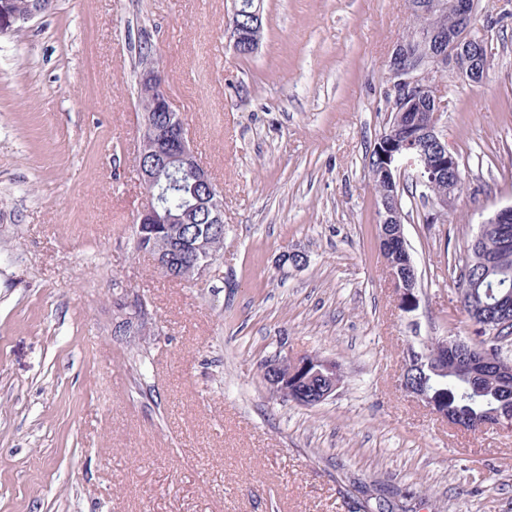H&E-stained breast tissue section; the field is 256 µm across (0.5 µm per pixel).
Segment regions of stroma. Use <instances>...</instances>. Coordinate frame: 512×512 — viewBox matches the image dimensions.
I'll use <instances>...</instances> for the list:
<instances>
[{"mask_svg": "<svg viewBox=\"0 0 512 512\" xmlns=\"http://www.w3.org/2000/svg\"><path fill=\"white\" fill-rule=\"evenodd\" d=\"M230 14L55 0L0 36V512H348L353 480L406 488L417 512H512V427H454L401 385L411 350L465 325L449 255L512 204V6L478 2L484 82L441 79L463 190L434 223L402 192L409 302L369 173L406 0H264L247 59ZM144 34L224 195L222 256L191 283L134 243ZM133 298L147 329L117 334ZM311 352L341 365L335 397L269 391L263 361Z\"/></svg>", "mask_w": 512, "mask_h": 512, "instance_id": "1", "label": "stroma"}]
</instances>
